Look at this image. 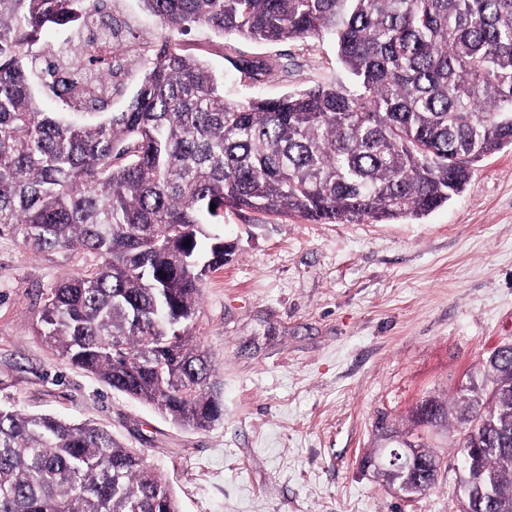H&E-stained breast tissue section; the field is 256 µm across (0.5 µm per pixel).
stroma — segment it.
Returning <instances> with one entry per match:
<instances>
[{"instance_id":"35a3bbf8","label":"stroma","mask_w":512,"mask_h":512,"mask_svg":"<svg viewBox=\"0 0 512 512\" xmlns=\"http://www.w3.org/2000/svg\"><path fill=\"white\" fill-rule=\"evenodd\" d=\"M218 72L226 97H278L344 81L326 35L267 44L197 28L180 40ZM289 59V76L240 82L232 57ZM234 243L207 277L192 333L224 406L205 430L171 424L68 364L36 332L50 288L84 269L76 250L34 252L0 236V407L106 426L142 451L181 512H455L453 434L429 441L442 464L413 500L360 467L384 428L422 433L416 404L452 402L512 339V149L473 165L465 190L420 217L314 224L228 212Z\"/></svg>"}]
</instances>
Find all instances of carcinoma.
Returning <instances> with one entry per match:
<instances>
[{"mask_svg":"<svg viewBox=\"0 0 512 512\" xmlns=\"http://www.w3.org/2000/svg\"><path fill=\"white\" fill-rule=\"evenodd\" d=\"M168 35L132 61L80 48L139 40L112 0H0V235L96 264L51 289L37 333L68 363L205 429L224 415L191 336L205 278L235 247L224 211L362 223L423 216L460 195L471 164L512 146V0H141ZM206 27L256 42L331 34L348 82L275 98H224L220 75L175 35ZM257 83L259 59L232 61ZM137 72L126 108L112 97ZM52 99L57 112H44ZM215 209H210V204ZM189 246H184V243ZM453 406L477 512H512V345ZM420 449L380 472L403 498L436 485ZM0 512H180L161 472L107 430L0 407Z\"/></svg>","mask_w":512,"mask_h":512,"instance_id":"carcinoma-1","label":"carcinoma"}]
</instances>
